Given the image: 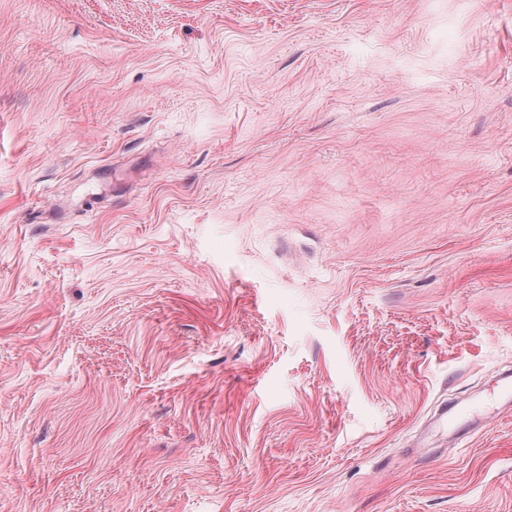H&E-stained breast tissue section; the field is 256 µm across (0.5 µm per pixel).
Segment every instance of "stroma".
Wrapping results in <instances>:
<instances>
[{
	"instance_id": "obj_1",
	"label": "stroma",
	"mask_w": 512,
	"mask_h": 512,
	"mask_svg": "<svg viewBox=\"0 0 512 512\" xmlns=\"http://www.w3.org/2000/svg\"><path fill=\"white\" fill-rule=\"evenodd\" d=\"M505 369L512 0H0V512H512Z\"/></svg>"
}]
</instances>
